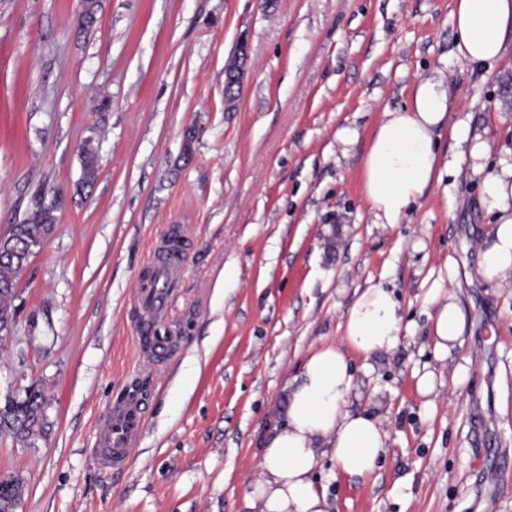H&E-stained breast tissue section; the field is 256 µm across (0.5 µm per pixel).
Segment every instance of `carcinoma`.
<instances>
[{
    "instance_id": "carcinoma-1",
    "label": "carcinoma",
    "mask_w": 512,
    "mask_h": 512,
    "mask_svg": "<svg viewBox=\"0 0 512 512\" xmlns=\"http://www.w3.org/2000/svg\"><path fill=\"white\" fill-rule=\"evenodd\" d=\"M98 173L95 151L85 147L82 153V183L91 185ZM57 196L41 194L34 207L20 224L10 226L0 244V324H13L16 309L18 273L26 267L30 257L40 249L55 229ZM44 392L36 384L28 386L24 395L15 396L0 406V431L10 433L17 441L25 443L34 433H42L46 427ZM23 480L11 473L0 479V503L22 498Z\"/></svg>"
}]
</instances>
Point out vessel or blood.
Instances as JSON below:
<instances>
[{"label": "vessel or blood", "mask_w": 512, "mask_h": 512, "mask_svg": "<svg viewBox=\"0 0 512 512\" xmlns=\"http://www.w3.org/2000/svg\"><path fill=\"white\" fill-rule=\"evenodd\" d=\"M172 244L162 239L156 246L146 277L138 279L134 312L138 319V348L141 356L156 362L175 353L179 338L166 328L170 301L176 296L184 264L183 256H170ZM147 420V400L136 388L113 404L99 426L98 462L103 469L119 471L128 467Z\"/></svg>", "instance_id": "b4317fda"}]
</instances>
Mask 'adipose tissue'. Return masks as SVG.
Here are the masks:
<instances>
[{
  "label": "adipose tissue",
  "mask_w": 512,
  "mask_h": 512,
  "mask_svg": "<svg viewBox=\"0 0 512 512\" xmlns=\"http://www.w3.org/2000/svg\"><path fill=\"white\" fill-rule=\"evenodd\" d=\"M458 57L480 68L502 58L512 42V0H455ZM444 79L421 78L409 105L385 109L362 164V191L376 223H402L444 177L468 173L480 188L479 203L491 222L480 244L476 274L499 288L512 286V145L497 144L491 127L451 122L464 101ZM452 147L441 152V137ZM430 338L437 355L461 343L466 317L452 290L430 289ZM344 346L312 351L286 386L288 410L260 453L259 476L246 495L251 512H332L317 472L366 478L390 452L389 433L370 411L352 412L356 387L349 354L364 357L396 348L402 317L394 293L372 285L357 293L344 316Z\"/></svg>",
  "instance_id": "adipose-tissue-1"
}]
</instances>
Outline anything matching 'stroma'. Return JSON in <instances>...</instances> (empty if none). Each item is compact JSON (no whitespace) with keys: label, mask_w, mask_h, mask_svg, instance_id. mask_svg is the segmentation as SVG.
Listing matches in <instances>:
<instances>
[{"label":"stroma","mask_w":512,"mask_h":512,"mask_svg":"<svg viewBox=\"0 0 512 512\" xmlns=\"http://www.w3.org/2000/svg\"><path fill=\"white\" fill-rule=\"evenodd\" d=\"M452 11L453 0H0V232L40 193L62 194L0 345V400L34 383L48 398L46 434L0 433V474L24 482L17 512H249L288 379L310 351L343 344L356 290L377 283L400 301L401 342L352 355L349 407L382 401L395 453L370 477L331 481L335 512H512V290L475 275L489 222L479 191L436 186L385 227L361 186L385 108L408 104L422 76L476 97L454 120L512 139V48L471 72ZM172 224L188 231L166 316L183 342L150 366L131 301ZM438 282L467 318L443 359L425 303ZM135 377L147 424L130 465L107 471L99 424Z\"/></svg>","instance_id":"obj_1"}]
</instances>
